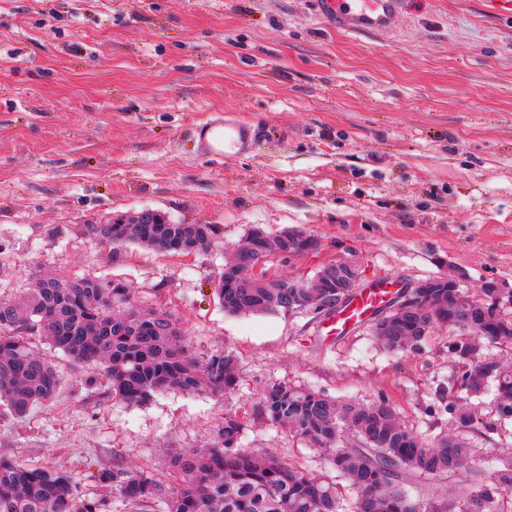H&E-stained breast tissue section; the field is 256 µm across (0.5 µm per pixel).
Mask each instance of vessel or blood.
Returning <instances> with one entry per match:
<instances>
[{
  "instance_id": "b4317fda",
  "label": "vessel or blood",
  "mask_w": 512,
  "mask_h": 512,
  "mask_svg": "<svg viewBox=\"0 0 512 512\" xmlns=\"http://www.w3.org/2000/svg\"><path fill=\"white\" fill-rule=\"evenodd\" d=\"M312 5L320 19L336 21L350 33L377 34L393 30L403 0H312ZM193 134L202 153L214 160L252 152L259 141L256 127L229 116L194 126ZM388 295V288L381 286L359 289L344 307L327 319V328L333 335H344L382 307Z\"/></svg>"
}]
</instances>
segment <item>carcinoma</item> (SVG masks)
<instances>
[{"mask_svg":"<svg viewBox=\"0 0 512 512\" xmlns=\"http://www.w3.org/2000/svg\"><path fill=\"white\" fill-rule=\"evenodd\" d=\"M113 245H145L157 251L189 255L210 247L208 224H111L95 228ZM263 229L254 228L239 261L265 259L295 250L300 230H284L265 245ZM331 263L309 279L279 277L270 288L224 272L215 294L230 315L276 311L322 312L336 307L350 284L351 271L336 282ZM43 329L52 347L76 363L103 367L112 398L143 404L156 395L178 390L230 392L238 377L237 356L226 350L198 358L179 319L155 309L129 305L128 289L94 279L43 277L21 305L0 301V402L23 417L35 405L50 401L59 386L53 364L28 342L27 333ZM448 331V353L457 369L453 383L480 397L494 387L498 409L512 404V370L508 359L488 353L495 344L512 346V316L493 306L488 289L473 295L463 288H432L410 312L389 328L373 330L384 348L413 352L438 330ZM450 431L425 439L399 419L388 399L371 403L339 401L320 391L268 385L256 409L258 416L287 427L322 451L330 467L355 494L354 512H502L512 498V453L497 460L493 484L475 466V450L457 434L479 424L472 407L450 410ZM245 423L227 412L213 444L175 452L170 485L143 470L112 467L99 475L101 486L131 512H347L336 485L303 472L273 455L242 449ZM464 471L467 478L453 476ZM446 481L441 493L429 495L420 479ZM0 512H110L103 497L82 494L63 471L46 470L0 457Z\"/></svg>","mask_w":512,"mask_h":512,"instance_id":"obj_1","label":"carcinoma"}]
</instances>
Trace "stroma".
Returning a JSON list of instances; mask_svg holds the SVG:
<instances>
[{
    "mask_svg": "<svg viewBox=\"0 0 512 512\" xmlns=\"http://www.w3.org/2000/svg\"><path fill=\"white\" fill-rule=\"evenodd\" d=\"M227 114L259 143L214 162L191 129ZM144 207L211 225L210 249L86 232ZM255 227L320 242L268 263L273 276L349 259L367 286L447 273L471 292L512 289V22L490 0H406L395 29L374 35L336 30L310 0H0V300L21 301L43 275L121 283L134 308L179 318L198 356L239 357L232 392L132 405L112 399L101 367L30 331L60 384L24 417L0 406V457L64 471L92 497L107 467L168 479L171 453L204 447L234 412L245 449L335 479L323 453L257 415L275 382L383 396L414 433L446 430L433 407L463 392L445 333L392 353L363 323L332 338L309 312L225 313L215 278ZM483 401L469 438L488 469L512 449V416Z\"/></svg>",
    "mask_w": 512,
    "mask_h": 512,
    "instance_id": "35a3bbf8",
    "label": "stroma"
}]
</instances>
